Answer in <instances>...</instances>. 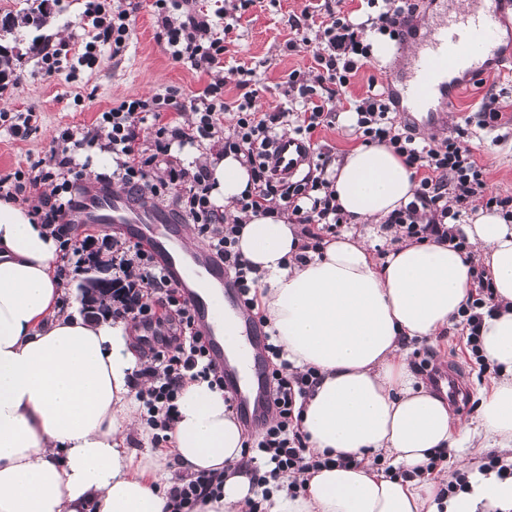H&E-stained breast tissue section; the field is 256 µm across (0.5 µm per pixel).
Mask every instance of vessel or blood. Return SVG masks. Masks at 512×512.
Masks as SVG:
<instances>
[{
	"label": "vessel or blood",
	"instance_id": "b4317fda",
	"mask_svg": "<svg viewBox=\"0 0 512 512\" xmlns=\"http://www.w3.org/2000/svg\"><path fill=\"white\" fill-rule=\"evenodd\" d=\"M511 1L468 0L461 11L439 12L422 26L405 30L406 40L415 45L409 68L405 76L388 78L387 85L402 106L408 125L440 123L441 115L431 111V104L440 97L454 100L460 84L481 79L500 60L498 25ZM310 154L305 140L288 137L273 144L271 161L280 174L290 176L308 162ZM76 222L82 227H112L153 255L188 299L194 322L206 337L211 358L223 373L226 390L237 401L243 419L250 425L260 424L267 405L264 329L249 316L238 322L236 329L251 350L250 359L245 364L225 361L224 325L215 304L222 301L240 309L238 290L208 246L184 247L185 219L150 200L101 186L82 198ZM203 279L209 285L205 292L199 286ZM431 382L450 404L463 405L456 373L433 371Z\"/></svg>",
	"mask_w": 512,
	"mask_h": 512
}]
</instances>
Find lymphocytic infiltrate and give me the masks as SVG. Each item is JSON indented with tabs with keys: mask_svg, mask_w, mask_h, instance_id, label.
Instances as JSON below:
<instances>
[{
	"mask_svg": "<svg viewBox=\"0 0 512 512\" xmlns=\"http://www.w3.org/2000/svg\"><path fill=\"white\" fill-rule=\"evenodd\" d=\"M409 0H367L374 15L353 23L337 8L336 0H323L324 19L319 42L307 70L289 73L281 94L284 107L275 112H259L253 106L254 71L237 68L224 76V42L235 29L239 16L256 0H233L230 10L210 15L207 7H184L181 0H150L157 19L158 39L174 62L212 77L202 91L185 96L171 86L148 97L125 98L100 112L88 126L67 127L60 131L61 150L32 165L30 171L0 176V198L14 201L26 197L39 185L50 184V194L41 196L33 209L35 223L43 225L58 241L63 262L61 278H69L100 264L111 268L117 288L111 314L135 323L169 325L172 334L159 349L153 350L151 384L138 395L142 417L153 431L156 443L166 442L177 400L185 381L204 380L223 388L224 379L209 358L203 337L196 328L188 300L137 243L114 235L93 239L81 236L70 220L85 189L81 184L83 157L92 151L111 154V173L101 174L105 185L149 197L155 204L177 209L192 224L204 242L219 255L240 288L243 305L255 311L259 277L237 248L240 226L228 222L223 207L211 200L209 171L201 165L183 166L172 153L173 147H204L210 142L222 145L224 153L243 155L249 165L253 188L238 199L243 212H286L291 223L302 225L308 247L319 250L324 235L336 234L350 224L329 186L333 156L318 153L307 168L294 177L278 176L269 163L271 145L285 132L309 140L321 128L333 126L335 104L356 72L369 64L372 46L363 39L365 30L398 40L396 26L406 14ZM129 8L115 0H86L83 17L89 26L81 41L45 44L37 53L40 75H66L75 79L94 70L103 50L121 55L129 39ZM235 82L242 94L235 105L224 99V88ZM355 114L353 133L362 144H385L414 170L417 187L414 199L395 211L390 222L403 235L416 240L437 237L454 248L467 247L459 226L473 202L498 213L512 223V196L486 192V169L472 145L474 128L496 127L503 109L500 94L483 95L475 126H457L454 136L418 141L412 128L399 124L393 112L395 101L389 93L368 89L365 96L352 100ZM190 109L194 120L179 123L175 112ZM233 111V122L224 125L223 114ZM164 169L166 176L153 180L152 171ZM429 211L431 220L419 221L420 211ZM494 291L484 270H474L473 287L459 313L468 356L480 359L479 329L484 311L494 310ZM266 351L275 365L268 370V415L262 436L251 445L245 465L257 486H267L281 475L318 467L308 455L300 428L297 406L316 386L314 369L289 373V363L274 333L266 335Z\"/></svg>",
	"mask_w": 512,
	"mask_h": 512,
	"instance_id": "1",
	"label": "lymphocytic infiltrate"
}]
</instances>
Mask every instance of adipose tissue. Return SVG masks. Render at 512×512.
I'll list each match as a JSON object with an SVG mask.
<instances>
[{"label": "adipose tissue", "instance_id": "obj_1", "mask_svg": "<svg viewBox=\"0 0 512 512\" xmlns=\"http://www.w3.org/2000/svg\"><path fill=\"white\" fill-rule=\"evenodd\" d=\"M206 166L212 197L242 226L238 247L260 275L259 305L291 372L312 367L321 377L300 425L311 452L331 462L293 474L297 496L271 489L268 512H512V477L468 459L460 466L469 488L451 498L440 493L447 475H414L436 448L476 444L512 463V225L482 209L462 227L472 251L405 238L377 261L370 227L412 201L416 179L391 147L358 146L337 158L333 184L354 223L300 263L303 238L287 215L237 210L251 187L244 157L214 152ZM477 263L500 306L480 336L501 377L471 427L417 378L404 345L447 333ZM59 265L56 241L30 208L0 201V512H174L172 470L126 446L130 431L146 430L131 381L148 384L150 363L127 322L63 307ZM177 411L174 470L224 475L221 498L199 500L194 512H250L254 488L239 467L245 436L223 392L186 383ZM379 454L404 476L378 470Z\"/></svg>", "mask_w": 512, "mask_h": 512}]
</instances>
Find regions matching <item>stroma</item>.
Returning a JSON list of instances; mask_svg holds the SVG:
<instances>
[{
  "label": "stroma",
  "instance_id": "obj_1",
  "mask_svg": "<svg viewBox=\"0 0 512 512\" xmlns=\"http://www.w3.org/2000/svg\"><path fill=\"white\" fill-rule=\"evenodd\" d=\"M319 0H260L239 20L237 28L226 40L225 67L245 65L255 68L258 94L255 107L271 112L282 106L281 86L291 71L304 70L312 62L317 45V23L322 16L316 6ZM63 10L52 11L42 28L19 25L12 32L0 29V49L8 51L16 61L19 84L0 95V107L14 106L33 109L38 115V128L24 138L12 136L0 129V174L25 170L57 148L56 137L68 126L92 124L99 112L112 103L127 97L149 95L177 86L191 94L202 90L210 75L196 72L188 66L173 62L156 38L157 24L149 8L131 13L128 23L130 39L120 57L104 53L99 67L81 73L76 81L64 78H44L33 72L35 48L45 39L71 41L82 37L81 19L84 0H64ZM302 21V31H295V21ZM306 42L298 51L287 54L283 45L296 35ZM411 50L410 44L394 41L386 43V57L374 58L352 78L346 100L337 102L338 118L330 128L317 130L313 142L319 150H331L339 155L356 147L344 116L351 99L365 95L369 78L384 79L388 73L400 71ZM494 83L505 101L502 126L498 132L481 133L476 142L477 155L487 169L489 192L502 196L512 195V59L487 77ZM486 91L485 85L464 87L452 106L435 104V111L444 119L434 127H418L421 138L444 137L453 133L457 124L476 110ZM81 97V105H74V97ZM408 357L414 370H421L423 362H430L456 372L462 379L469 396V405L456 417L461 422H474L481 397L489 391L496 379L494 370H481L466 354L462 335L450 330L436 344L413 342L407 346Z\"/></svg>",
  "mask_w": 512,
  "mask_h": 512
}]
</instances>
